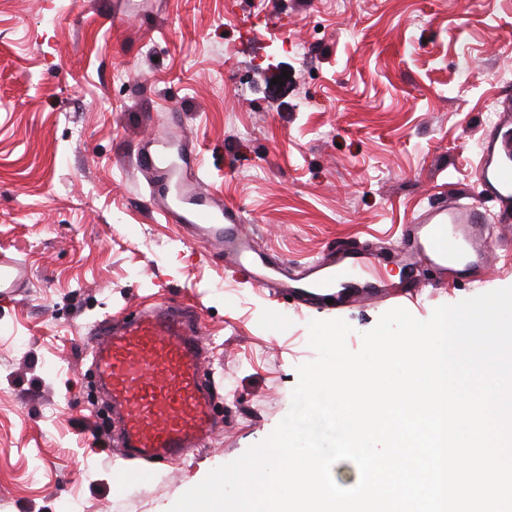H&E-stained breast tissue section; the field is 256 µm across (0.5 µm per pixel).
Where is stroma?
Instances as JSON below:
<instances>
[{"mask_svg": "<svg viewBox=\"0 0 512 512\" xmlns=\"http://www.w3.org/2000/svg\"><path fill=\"white\" fill-rule=\"evenodd\" d=\"M508 97L512 0H0V252L30 269L0 295V512H169L286 416L317 357L310 321L344 320L356 351L393 308L425 320L512 287L496 239L479 285L425 269L428 288L402 297L396 259L406 224L478 200L480 142ZM170 112L271 261L296 274L366 242L392 300L309 307L210 263L135 167ZM153 302L196 306L213 349L215 439L180 461L97 444L82 397L90 329ZM120 468L151 478L120 485Z\"/></svg>", "mask_w": 512, "mask_h": 512, "instance_id": "35a3bbf8", "label": "stroma"}]
</instances>
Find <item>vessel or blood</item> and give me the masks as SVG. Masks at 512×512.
<instances>
[{"label": "vessel or blood", "mask_w": 512, "mask_h": 512, "mask_svg": "<svg viewBox=\"0 0 512 512\" xmlns=\"http://www.w3.org/2000/svg\"><path fill=\"white\" fill-rule=\"evenodd\" d=\"M510 125L512 106L506 104L480 145L478 186L498 202L497 218L489 219L481 206L458 198L409 225L399 256L411 290L420 288L417 274L426 266L443 283L461 274L489 279L490 236L512 239V144L497 141L498 128ZM138 165L152 175L149 195L159 214L181 225L189 243L205 245L214 261L231 262L246 272L253 287L274 286L310 305L339 293L360 302L389 300L385 282L376 276L380 256L372 247L328 249L301 273L280 278L235 215L202 185L191 157L177 163L149 151L139 156ZM28 280V266L1 252L0 294H14ZM94 336L93 364L119 415L127 455L178 459L206 446L216 423L202 373V326L193 308L159 303L121 320H103Z\"/></svg>", "instance_id": "obj_1"}]
</instances>
